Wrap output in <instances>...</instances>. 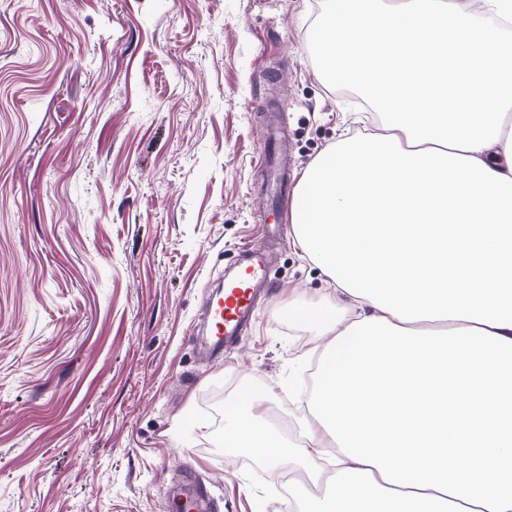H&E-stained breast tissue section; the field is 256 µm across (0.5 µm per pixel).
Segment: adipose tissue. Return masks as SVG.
Returning a JSON list of instances; mask_svg holds the SVG:
<instances>
[{
  "label": "adipose tissue",
  "mask_w": 512,
  "mask_h": 512,
  "mask_svg": "<svg viewBox=\"0 0 512 512\" xmlns=\"http://www.w3.org/2000/svg\"><path fill=\"white\" fill-rule=\"evenodd\" d=\"M416 2L321 23V59L384 122L302 178L296 240L336 296L293 311L328 338L301 441L261 393L226 409V451L324 483L298 512H512V39Z\"/></svg>",
  "instance_id": "ef3b65f1"
}]
</instances>
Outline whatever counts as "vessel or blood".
I'll return each instance as SVG.
<instances>
[{"label": "vessel or blood", "instance_id": "vessel-or-blood-1", "mask_svg": "<svg viewBox=\"0 0 512 512\" xmlns=\"http://www.w3.org/2000/svg\"><path fill=\"white\" fill-rule=\"evenodd\" d=\"M265 135L273 144L272 151L264 153L259 162L266 176V215L278 223L288 215L293 191L276 126H267ZM268 267L269 258L266 254L249 252L244 261L243 274L231 278L223 294L209 304L208 317L214 349L233 343L250 325L259 296L271 288L267 278Z\"/></svg>", "mask_w": 512, "mask_h": 512}]
</instances>
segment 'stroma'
Listing matches in <instances>:
<instances>
[{"label":"stroma","mask_w":512,"mask_h":512,"mask_svg":"<svg viewBox=\"0 0 512 512\" xmlns=\"http://www.w3.org/2000/svg\"><path fill=\"white\" fill-rule=\"evenodd\" d=\"M331 0H0V512H280L260 453L211 427L254 391L294 404L333 281L292 224L266 239L258 169L279 111L304 174L365 130L316 64ZM275 71L278 81L262 79ZM252 249L274 288L223 355L212 291Z\"/></svg>","instance_id":"stroma-1"}]
</instances>
